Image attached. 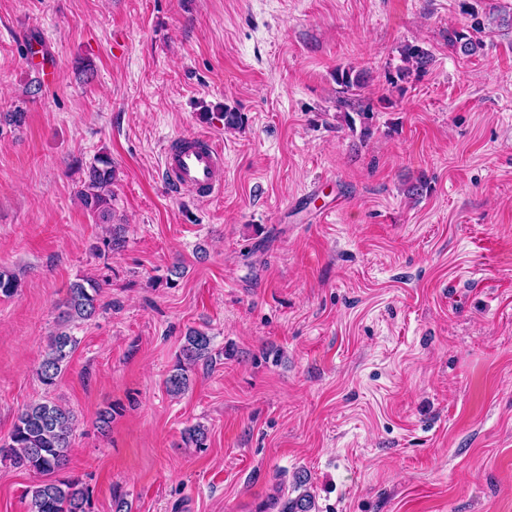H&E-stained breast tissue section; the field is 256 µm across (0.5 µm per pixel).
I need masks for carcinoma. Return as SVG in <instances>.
<instances>
[{
    "label": "carcinoma",
    "mask_w": 512,
    "mask_h": 512,
    "mask_svg": "<svg viewBox=\"0 0 512 512\" xmlns=\"http://www.w3.org/2000/svg\"><path fill=\"white\" fill-rule=\"evenodd\" d=\"M468 27L448 31V45L462 56H473L484 49L480 34L485 30L483 20L471 14ZM401 65L389 74L390 84L399 87L426 73L433 62L432 54L422 46L407 43L399 49ZM336 85L344 97L340 106L347 109L344 120L349 128L361 126V136L371 133L373 113L361 100L348 93L364 87L369 78L368 71L354 67H337L333 73ZM115 169L107 156L96 158L87 169L78 198L82 208L99 222L112 221V184ZM18 290L14 274L0 269V296L10 297ZM99 286L90 280L70 284L61 304L58 328L50 336L48 349L43 357L38 377L41 383L51 388L55 385L62 366L76 347V340L67 331L72 321L89 320L97 312ZM211 338L206 333L192 329L184 336L182 359L166 379L167 392L172 396L183 394L189 387L188 369L201 360L211 359ZM73 433V415L60 404L50 400L26 406L17 416L10 434V442L0 446V462L8 461L17 468L49 475L61 470L68 461V450ZM307 478L295 480L294 489L299 494L284 501L280 512H314L315 502L304 490ZM30 495L28 512H90L89 498L77 480L45 481L27 491Z\"/></svg>",
    "instance_id": "carcinoma-1"
}]
</instances>
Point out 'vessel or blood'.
<instances>
[{
  "label": "vessel or blood",
  "instance_id": "vessel-or-blood-1",
  "mask_svg": "<svg viewBox=\"0 0 512 512\" xmlns=\"http://www.w3.org/2000/svg\"><path fill=\"white\" fill-rule=\"evenodd\" d=\"M161 171L174 192L218 196L224 190V147L204 133L174 137L161 147Z\"/></svg>",
  "mask_w": 512,
  "mask_h": 512
}]
</instances>
